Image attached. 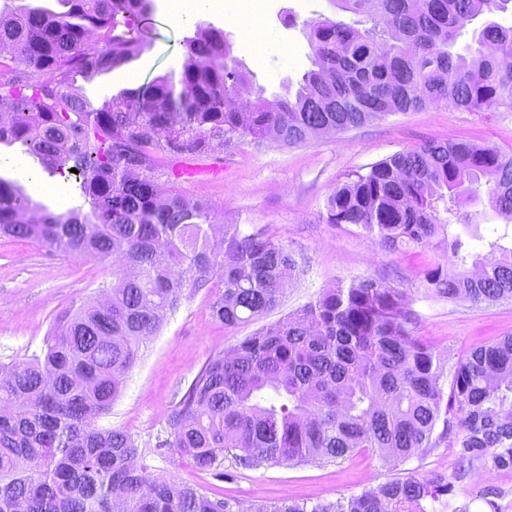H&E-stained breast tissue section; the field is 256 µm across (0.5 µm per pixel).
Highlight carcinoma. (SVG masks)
I'll use <instances>...</instances> for the list:
<instances>
[{
    "label": "carcinoma",
    "mask_w": 512,
    "mask_h": 512,
    "mask_svg": "<svg viewBox=\"0 0 512 512\" xmlns=\"http://www.w3.org/2000/svg\"><path fill=\"white\" fill-rule=\"evenodd\" d=\"M27 0L0 6V100L14 121L0 146H19L50 177L78 181L84 204L56 212L17 179L0 175V236L112 262L108 302L60 314L41 354L0 377V512H428L469 471L512 469V337L472 350L447 371L413 334L405 292L366 278L326 290L287 318L211 357L168 419L157 447L217 470L332 462L372 449L409 459L456 434L458 468L396 476L330 503H241L153 476L136 439L99 429L124 376L162 316L187 291L223 288L213 318L236 327L272 310L297 267L288 250L224 225L211 245L212 208L159 192L160 157L201 155L234 138L286 146L358 128L395 112L451 106L512 108V27L495 20L512 0H332L362 17L310 25L314 68L293 97L257 96L224 107L253 74L224 30L197 27L179 74L125 88L95 107L89 83L149 47L140 22L153 0ZM481 18L471 42L456 47ZM371 23L362 31L361 21ZM77 172H71V169ZM512 220V152L469 140L426 142L356 172L328 200L327 223L353 224L382 249L446 245L425 273L426 291L449 300L512 299V247L489 243L493 263L452 231L448 207L480 198ZM478 270H464L467 263ZM448 376V385L442 377Z\"/></svg>",
    "instance_id": "1"
}]
</instances>
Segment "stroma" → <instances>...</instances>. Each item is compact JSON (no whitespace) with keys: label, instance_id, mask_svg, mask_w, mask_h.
<instances>
[{"label":"stroma","instance_id":"35a3bbf8","mask_svg":"<svg viewBox=\"0 0 512 512\" xmlns=\"http://www.w3.org/2000/svg\"><path fill=\"white\" fill-rule=\"evenodd\" d=\"M154 3L142 23L149 50L86 84L85 94L93 104L156 75L179 71L183 40L193 36L199 23L224 30L235 55L253 74L250 94L270 100L281 97L296 91L312 67L309 23L324 17L353 20L330 0H231L229 13L195 8L182 18L170 11L169 0ZM460 138L512 148V109L465 112L430 107L398 112L295 147L272 139L259 144L235 139L192 157V164L220 168L216 177H181L174 165L161 163L156 171L160 188L207 202L219 224L239 225L243 233H260L286 247L299 270L289 277L278 306L233 328L210 315V301L219 291L217 281L184 293L143 344L120 394L107 413L95 418V426L131 433L139 445L140 463L153 475L245 505L284 498L328 503L407 472L452 475L456 451L444 443L405 461H385L366 450L336 462L257 470L228 464L219 475L198 470L187 459L173 460L166 449L157 447L156 437L166 431L170 414L210 357L230 350L262 326L285 319L340 283L371 277L404 289L415 314V335L452 362L475 347L512 336V301L471 303L427 293L424 272L438 260V252L416 246L386 252L360 228L326 221L327 200L348 174L367 172L372 164L431 140ZM111 281L110 265L76 259L27 239L0 238V364L40 353L57 316L101 298L102 287ZM485 485L503 491L496 505L481 498ZM454 503L468 505L469 512H512V469L487 474L479 483L465 479Z\"/></svg>","mask_w":512,"mask_h":512}]
</instances>
